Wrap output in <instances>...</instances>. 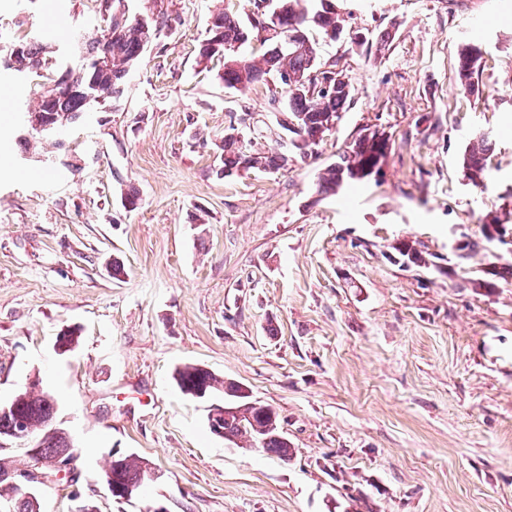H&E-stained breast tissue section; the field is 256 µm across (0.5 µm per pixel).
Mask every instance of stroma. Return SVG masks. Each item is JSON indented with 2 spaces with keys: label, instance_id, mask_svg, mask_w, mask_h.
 <instances>
[{
  "label": "stroma",
  "instance_id": "stroma-1",
  "mask_svg": "<svg viewBox=\"0 0 512 512\" xmlns=\"http://www.w3.org/2000/svg\"><path fill=\"white\" fill-rule=\"evenodd\" d=\"M336 6L345 30L320 57L350 107L307 160L227 177L231 117L259 120V152L282 150L271 83L239 92L198 62L214 14L248 0H127L132 17L164 12L160 36L120 96L53 137L24 129L41 80L6 53L63 8L60 78L108 15L100 0H0V403L39 379L77 453L72 480L39 487L41 512L78 498L97 512H512V279L482 285L512 263V243L483 234L512 229V0ZM387 29L381 52L351 43ZM467 43L485 52L480 100L456 90ZM368 128L389 139L381 175L319 193ZM483 132L492 170L476 187L461 158ZM459 241L477 253L459 258ZM183 365L272 408L288 459L211 432L210 399L173 380ZM129 453L160 479L120 502L104 469Z\"/></svg>",
  "mask_w": 512,
  "mask_h": 512
}]
</instances>
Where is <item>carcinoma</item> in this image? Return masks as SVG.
<instances>
[{"label":"carcinoma","instance_id":"carcinoma-1","mask_svg":"<svg viewBox=\"0 0 512 512\" xmlns=\"http://www.w3.org/2000/svg\"><path fill=\"white\" fill-rule=\"evenodd\" d=\"M112 9V27L87 40L83 44L84 55L93 61L100 55H107L105 66L88 68L84 76L75 80L95 81L104 92L121 93L120 83L142 52L156 39L161 25V16L153 19L152 27L144 29L136 19H128L119 24L116 14L126 12L127 0H105ZM264 0H249L250 9L242 20L231 12L216 14L210 29L211 37L201 44L199 63L220 64L219 78L228 88L243 91L261 78L268 76L273 82L276 95L270 100L274 109L283 113L290 121L296 122L295 135L299 143L293 146L300 159L308 157V152L317 145L324 135L332 130L329 122L340 119L341 112L351 103L349 83L341 78L334 92L327 95L315 93L317 75L322 73L342 75L336 71L337 62L323 61L319 57L318 36H327L331 26L340 34L344 29L341 13H331L332 0H272L266 7L268 14L280 9L278 23L270 26L255 21V9ZM293 35L292 41L283 43L284 33ZM46 39L23 43L24 60L27 70L42 76L48 68V42ZM483 69V52L476 44L464 45L458 53V87L470 96H480L478 76ZM292 74L298 85L294 88L283 86L278 77L281 73ZM52 95L40 99L38 110L46 113L55 122L69 124L81 116L88 107L86 98L67 87V79L48 82ZM388 145L384 133L377 129L367 130L359 137L353 148L342 154L339 161L329 165L318 174V191L335 195L355 183L380 173ZM492 154V141L489 135L481 133L465 146L461 175L463 180L479 186L484 183ZM288 165V153L260 155L250 151L248 146L233 138H224V159L222 172L229 175L235 171H275ZM175 380L183 394L195 398L221 393L234 397L236 411L223 412L215 406L211 412L221 420L219 434L232 441L246 434L253 441L264 440L262 450L288 459V438L278 425L275 412L264 405L246 400L239 395L240 389L233 382H226L212 372L195 366L185 365L175 370ZM57 408L54 399L39 389V382L33 381L26 397L16 402V413L0 416V435L8 433L14 422L22 418L30 431L41 432L42 457L51 461L68 448L74 447L68 433L57 427ZM147 472V463L134 453L112 460L107 476L112 482L124 487H144L142 475ZM13 506V512H40V503L26 500L16 487L0 478V502Z\"/></svg>","mask_w":512,"mask_h":512}]
</instances>
